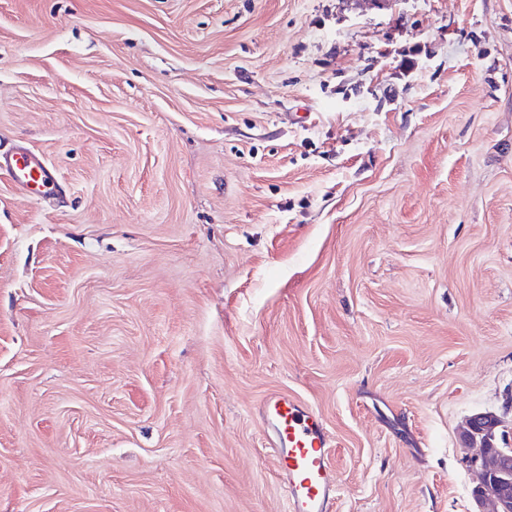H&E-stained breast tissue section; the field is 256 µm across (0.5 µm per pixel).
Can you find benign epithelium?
<instances>
[{
	"mask_svg": "<svg viewBox=\"0 0 512 512\" xmlns=\"http://www.w3.org/2000/svg\"><path fill=\"white\" fill-rule=\"evenodd\" d=\"M504 437L503 421L490 412L471 415L460 431L462 445L473 449L466 463L477 475V512H512V448L500 445Z\"/></svg>",
	"mask_w": 512,
	"mask_h": 512,
	"instance_id": "7a95c632",
	"label": "benign epithelium"
}]
</instances>
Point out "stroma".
Instances as JSON below:
<instances>
[{
    "instance_id": "obj_1",
    "label": "stroma",
    "mask_w": 512,
    "mask_h": 512,
    "mask_svg": "<svg viewBox=\"0 0 512 512\" xmlns=\"http://www.w3.org/2000/svg\"><path fill=\"white\" fill-rule=\"evenodd\" d=\"M0 512H474L512 431V0H0ZM4 169L11 179L30 198L40 200L49 196L57 183L53 169L38 154L26 150H15L0 154V170ZM256 413L268 431L269 449L290 512H334L332 440L321 416L281 392L266 395ZM503 421L496 414L478 412L462 427L459 439L474 451L466 463L477 475L472 496L480 508L474 512H512V446L504 441ZM485 506H489L485 510Z\"/></svg>"
}]
</instances>
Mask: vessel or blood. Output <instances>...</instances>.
<instances>
[{"instance_id": "vessel-or-blood-1", "label": "vessel or blood", "mask_w": 512, "mask_h": 512, "mask_svg": "<svg viewBox=\"0 0 512 512\" xmlns=\"http://www.w3.org/2000/svg\"><path fill=\"white\" fill-rule=\"evenodd\" d=\"M1 169L37 200L49 196L57 183L55 171L42 157L25 150L1 153ZM256 413L268 431L290 512H334L336 477L329 465L332 440L321 416L281 392L266 395Z\"/></svg>"}]
</instances>
